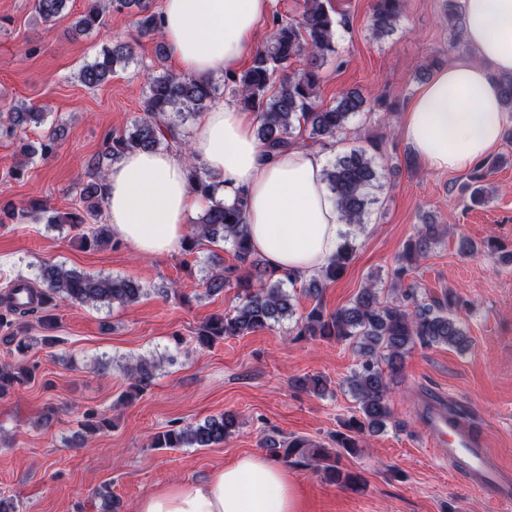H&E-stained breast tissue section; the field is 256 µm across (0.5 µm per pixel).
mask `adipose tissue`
<instances>
[{
	"instance_id": "ef3b65f1",
	"label": "adipose tissue",
	"mask_w": 512,
	"mask_h": 512,
	"mask_svg": "<svg viewBox=\"0 0 512 512\" xmlns=\"http://www.w3.org/2000/svg\"><path fill=\"white\" fill-rule=\"evenodd\" d=\"M272 0H163L160 35L184 75L235 71L257 38ZM464 37L477 61L440 69L407 110L400 132L430 171L460 172L490 154L512 115L497 75L512 73V0H463ZM256 113L216 100L191 138L196 163L217 177L216 196L244 194L254 249L271 268L299 278L326 266L343 224L323 180V151L303 146L270 155L257 140ZM114 236L145 257L179 253L187 224L208 201L190 192L186 164L167 151H134L106 176ZM137 512H298L288 473L246 455L206 482L181 481L144 497Z\"/></svg>"
}]
</instances>
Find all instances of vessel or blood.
<instances>
[{
	"label": "vessel or blood",
	"instance_id": "1",
	"mask_svg": "<svg viewBox=\"0 0 512 512\" xmlns=\"http://www.w3.org/2000/svg\"><path fill=\"white\" fill-rule=\"evenodd\" d=\"M422 411L436 456L447 460L453 471L490 501H512V472L495 463L486 439L439 398H425Z\"/></svg>",
	"mask_w": 512,
	"mask_h": 512
}]
</instances>
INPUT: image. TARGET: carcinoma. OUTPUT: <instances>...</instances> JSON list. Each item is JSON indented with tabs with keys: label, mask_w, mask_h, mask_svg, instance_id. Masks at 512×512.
<instances>
[{
	"label": "carcinoma",
	"mask_w": 512,
	"mask_h": 512,
	"mask_svg": "<svg viewBox=\"0 0 512 512\" xmlns=\"http://www.w3.org/2000/svg\"><path fill=\"white\" fill-rule=\"evenodd\" d=\"M66 3L67 0H35L34 9L41 20L50 23L61 16ZM114 8L132 10L133 24L140 34L159 33L160 12L154 0H88V9L71 26L72 35L79 37L90 33L102 24L106 12ZM402 10L403 0H374L373 35L382 37L392 33ZM347 24L345 15L332 7L331 0H302L300 12L293 17L272 14V36L256 49L245 70L218 79L169 71L149 77L143 97V116L125 132L106 137L100 156L87 162L88 181L82 184L79 206L63 216L51 215L47 222L85 229L81 241L89 247L110 245L114 240L112 230L109 225L100 223L106 180L101 158L113 162L132 151L175 149L186 161L189 189L212 198L193 225L185 252L193 253L203 241L231 244L235 264L226 267L223 257L212 254L211 270L202 280V286L212 294L226 287L236 288L239 295V303L232 310L211 316L198 329L196 341L210 347L226 337L243 336L291 317L294 312L292 295L285 286L296 283L298 278L276 274L253 249L245 219L247 200L244 195H238L230 204L213 198V176L194 163L183 125L188 117L207 108L223 87L237 98L239 106L258 114L257 136L267 151L286 150L296 144L294 132L297 130L304 133L303 142L327 149L350 121L367 108L365 97L356 89L342 91L332 104L318 103L322 67L330 57L341 63L338 29ZM133 56L134 49L127 42L107 47L94 62L80 70L79 81L87 88H95L116 66L127 63ZM302 56L305 66L288 71L291 61ZM497 83L503 111L512 113V75L498 76ZM42 122L43 113L39 109L23 103L10 105L0 110V136L19 138L20 154L27 159L37 154L48 156L57 146L56 133H49L36 145L20 137L28 125L37 126ZM384 160L379 145L371 143L337 154L325 168V184L336 200L344 224L364 223L369 206L374 202L371 191L380 188ZM502 163L503 158L497 157L474 164L471 203L486 202L489 193L485 182ZM441 235L440 225L423 218L421 228L407 241L393 270L391 288L395 297L392 300L380 299L377 279L372 277L350 304L329 312L318 301L296 320L294 331L299 337L346 341L355 347L360 360L348 379V387L358 403L359 415L344 424L345 431L336 434L334 448L312 451L304 439L270 438L266 446L273 454L295 466H310L331 483L348 488L358 486L360 477L344 471L340 458L345 453L358 452L361 436L378 432L393 421L390 382L402 371L409 350L417 344L447 345L459 351L469 348L470 340L454 313V309L463 306L460 297L450 293L442 299H427L419 296L418 286L409 281L414 264L426 256ZM462 249L471 254L492 256L497 245L489 240L476 244L464 239ZM354 252L353 240L344 235L333 258L310 279L307 292L320 296L323 287L342 273ZM36 282L39 288L32 293L38 297L39 306L35 309L19 308L14 301L12 282L0 294V300L6 304L5 312L0 313V329L8 330L0 340L9 347L10 355L16 357L13 363L0 362V399L6 398L16 387L35 380L39 365L29 357L33 349L59 342V337L48 335L55 324L49 311L57 302L65 300L92 307L115 303L125 307L139 302L147 294L138 281L130 278L78 273L52 263L39 267ZM34 313L38 314V325L46 331L43 336L31 335V326L23 321V317ZM163 361V356H141L118 365L128 380L121 401L130 403L154 385ZM294 384L317 393L327 389V380L320 375L298 378ZM237 428L236 414L224 412L201 424L173 425L156 434L151 447L207 448L226 442ZM111 429L110 417L94 410L86 411L71 447L84 448L89 440Z\"/></svg>",
	"instance_id": "obj_1"
}]
</instances>
